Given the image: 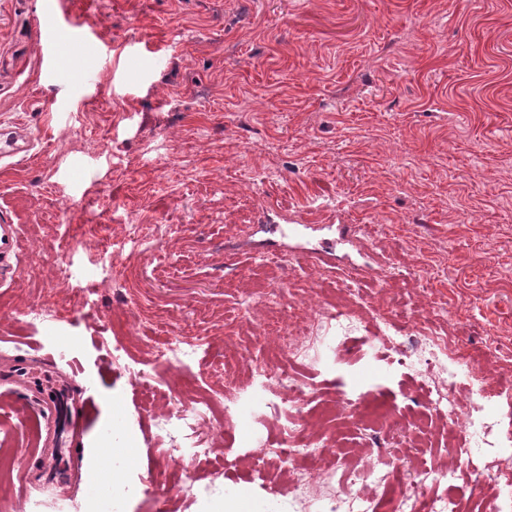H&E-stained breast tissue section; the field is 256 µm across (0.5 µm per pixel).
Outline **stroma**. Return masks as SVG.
<instances>
[{
    "label": "stroma",
    "mask_w": 512,
    "mask_h": 512,
    "mask_svg": "<svg viewBox=\"0 0 512 512\" xmlns=\"http://www.w3.org/2000/svg\"><path fill=\"white\" fill-rule=\"evenodd\" d=\"M94 33L112 78L55 71L59 19ZM0 221L21 249L0 276V512H323L336 477L298 458L297 497L254 480L259 431L281 437L246 379L225 378L265 296L351 285L369 328L444 340L440 365H398L387 339L331 340L298 371L314 387V447L383 463L448 453L421 393L468 361L512 386V0H0ZM201 345L155 362L167 337ZM53 375L90 404L82 439L13 375ZM347 393L394 413L395 434L318 408ZM240 397L232 419L225 397ZM197 408L193 432L160 420ZM206 445L183 467L164 454Z\"/></svg>",
    "instance_id": "stroma-1"
}]
</instances>
